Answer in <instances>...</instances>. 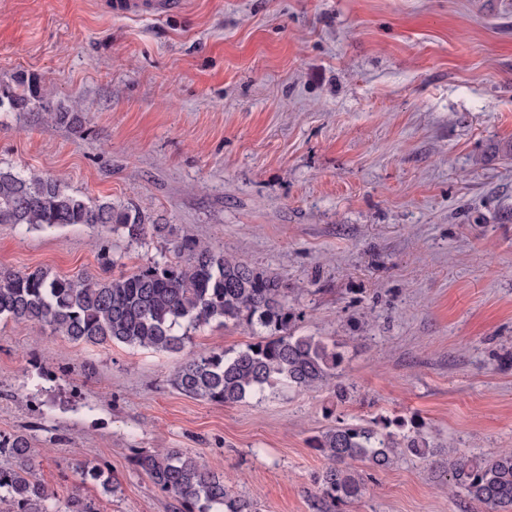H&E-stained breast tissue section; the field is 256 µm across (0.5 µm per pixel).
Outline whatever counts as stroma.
Returning a JSON list of instances; mask_svg holds the SVG:
<instances>
[{
	"mask_svg": "<svg viewBox=\"0 0 512 512\" xmlns=\"http://www.w3.org/2000/svg\"><path fill=\"white\" fill-rule=\"evenodd\" d=\"M0 0V167L140 208L288 283L295 332L334 341L353 392L281 388L214 404L173 384L183 357L77 344L0 321V432L27 435L57 502L174 512L131 465L177 448L223 472L256 512H314L322 431L424 422L435 446L512 449V0ZM73 110L78 127L45 123ZM167 249L101 227L0 224V268L113 274ZM237 350L242 326L192 330ZM99 467L116 494L83 480ZM330 512H483L411 456L362 467ZM179 0H116L114 10L117 13H164L178 8Z\"/></svg>",
	"mask_w": 512,
	"mask_h": 512,
	"instance_id": "stroma-1",
	"label": "stroma"
}]
</instances>
